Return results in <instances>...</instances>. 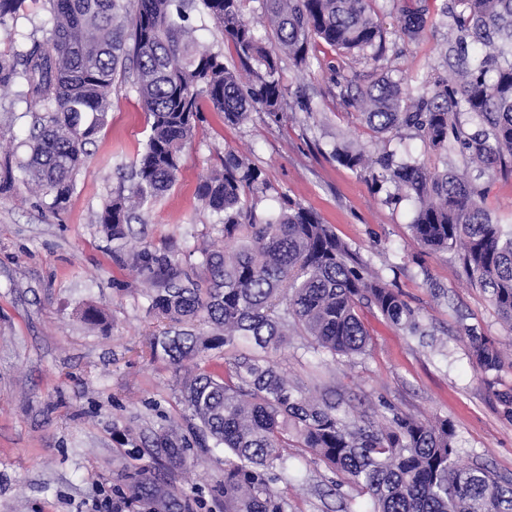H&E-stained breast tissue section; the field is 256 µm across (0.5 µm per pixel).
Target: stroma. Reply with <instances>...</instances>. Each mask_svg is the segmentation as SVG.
Returning a JSON list of instances; mask_svg holds the SVG:
<instances>
[{"label":"stroma","mask_w":512,"mask_h":512,"mask_svg":"<svg viewBox=\"0 0 512 512\" xmlns=\"http://www.w3.org/2000/svg\"><path fill=\"white\" fill-rule=\"evenodd\" d=\"M443 2L426 0L428 24L412 42L397 38L386 0L375 4L396 44L387 65L410 94L422 92L438 67L449 33L438 24ZM47 18L43 0H27L23 15L0 26V52L22 50ZM281 66L286 96L305 89L313 113L288 110L279 125L254 113L231 125L203 106L176 181L138 209L125 239L108 236L97 216L149 134L129 72L112 85L107 121L87 146L62 212L52 213L47 199L23 184L0 198V512H96L105 498L124 512H163L133 489L160 470L150 451L154 434L189 417L181 393L186 370L150 356L149 340L166 322L147 312L132 256L145 248L194 264L198 247L223 244L222 226L197 188L228 149L250 157L270 184L255 202L258 213H278L283 193L316 212L401 290L431 332L418 340L366 309L367 355L334 362L304 351L305 337L294 335L273 356L278 369L309 395L335 392L359 426L380 425L391 408L448 418L459 464H484L512 479V410L501 399L512 393V327L465 276L457 250L412 244V200L383 204L369 171L350 170L331 156L334 144L347 139L375 157L386 137L335 97L327 71L300 70L286 60ZM14 97V89L0 92V160L29 151L32 117ZM88 305L102 309L101 324L82 319ZM470 327L496 343L499 371H476ZM223 478V452L194 448L166 488L180 512H224L215 491ZM277 490L287 512H361L367 501L299 448Z\"/></svg>","instance_id":"35a3bbf8"}]
</instances>
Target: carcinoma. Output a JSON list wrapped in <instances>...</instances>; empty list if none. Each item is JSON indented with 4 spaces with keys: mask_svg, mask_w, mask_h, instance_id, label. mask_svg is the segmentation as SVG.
<instances>
[{
    "mask_svg": "<svg viewBox=\"0 0 512 512\" xmlns=\"http://www.w3.org/2000/svg\"><path fill=\"white\" fill-rule=\"evenodd\" d=\"M26 0H0V25L25 8ZM234 46L252 80L224 54L205 46L188 24L193 0H45L49 19L41 36L23 50L0 53V87L39 107L30 130L29 153L12 166L0 164V196L22 182L35 183L65 209L85 146L105 123L112 84L131 64L134 86L150 132L138 161L124 176L126 192L112 197L98 215L108 235L125 238L134 208L162 196L175 182L182 152L196 132L200 101L237 125L261 112L274 124L287 116L281 62L312 65L320 40L341 55L381 67L387 31L375 0H261L269 42L246 16L248 0H201ZM443 6L455 36L439 48L454 76H439L412 96L383 72L372 84L353 88L327 64L336 96L358 108L380 134L417 133L439 155L428 168L411 157L337 144L336 161L350 169L370 165L382 202H415L410 224L422 248L446 251L462 245L467 277L486 290L512 326V231L484 208L488 185L448 166V154L489 173L512 176V0H455ZM392 10L399 37L414 41L426 24L423 6L397 0ZM268 190L263 172L233 150L224 165L198 187L200 200L224 215V239L239 240L231 254L199 251V266L183 267L146 249L135 263L150 288L147 311L172 324L199 321L213 334L166 329L153 337L155 354L194 374L182 383L198 447L224 451V512H286L275 488L288 470L286 448H302L343 475L369 498L365 512H512V482L484 466L456 460V434L448 419H415L391 412L380 427H357L330 399H314L288 381L270 354L288 344V327L311 339L317 352L352 361L370 344L361 317L377 310L407 335H424L420 315L360 252L351 249L312 210L282 196L279 212L256 213L249 199ZM472 363L484 374L499 370L497 348L468 330ZM190 444L173 426L152 440L164 468H181ZM163 483L154 475L134 494L156 500Z\"/></svg>",
    "mask_w": 512,
    "mask_h": 512,
    "instance_id": "cac0c4a2",
    "label": "carcinoma"
}]
</instances>
